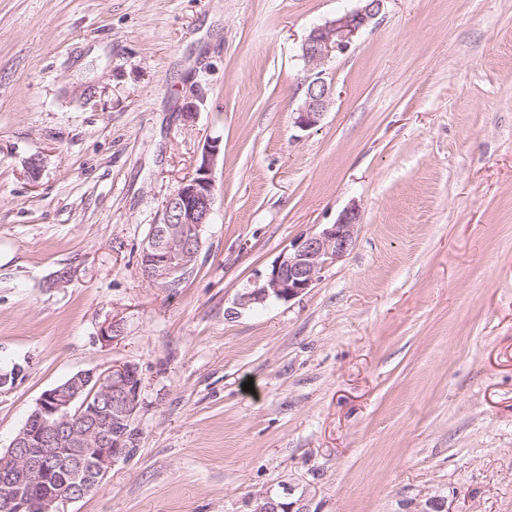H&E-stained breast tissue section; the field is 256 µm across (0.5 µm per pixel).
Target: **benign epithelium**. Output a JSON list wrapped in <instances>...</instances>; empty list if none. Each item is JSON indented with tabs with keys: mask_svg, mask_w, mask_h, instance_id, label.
Here are the masks:
<instances>
[{
	"mask_svg": "<svg viewBox=\"0 0 512 512\" xmlns=\"http://www.w3.org/2000/svg\"><path fill=\"white\" fill-rule=\"evenodd\" d=\"M353 10L310 29L300 47L306 65L305 101L294 125L307 131L320 123L333 100L324 65L347 51L381 13L385 0H357ZM220 138L207 139L195 172L166 197L163 222L143 245V274L165 288L179 287L193 270L211 223L214 171ZM359 213L344 210L334 224L295 239L240 294L250 308L270 299L290 301L307 292L328 266L354 246ZM141 404V379L131 364L96 373L81 371L45 391L8 448L0 452V512H58L59 503L81 499L102 484L109 470L132 452L127 429Z\"/></svg>",
	"mask_w": 512,
	"mask_h": 512,
	"instance_id": "obj_1",
	"label": "benign epithelium"
}]
</instances>
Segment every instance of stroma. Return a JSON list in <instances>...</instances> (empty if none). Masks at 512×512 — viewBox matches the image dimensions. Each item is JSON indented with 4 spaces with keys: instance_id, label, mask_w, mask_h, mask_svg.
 Segmentation results:
<instances>
[{
    "instance_id": "stroma-1",
    "label": "stroma",
    "mask_w": 512,
    "mask_h": 512,
    "mask_svg": "<svg viewBox=\"0 0 512 512\" xmlns=\"http://www.w3.org/2000/svg\"><path fill=\"white\" fill-rule=\"evenodd\" d=\"M356 5L0 0V372L23 369L0 449L77 372L142 381L131 455L60 512H253L267 495L512 512V0H385L299 131L300 45ZM211 137L213 220L165 288L140 250ZM352 206L356 244L313 288L237 309Z\"/></svg>"
}]
</instances>
